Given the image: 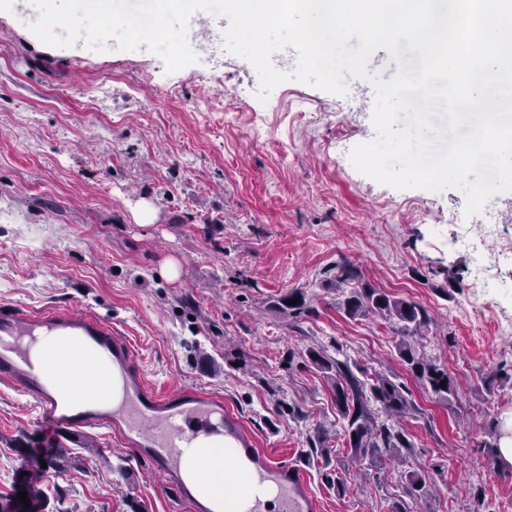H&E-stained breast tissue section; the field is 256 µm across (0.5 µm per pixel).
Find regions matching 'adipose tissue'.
<instances>
[{"instance_id": "1", "label": "adipose tissue", "mask_w": 512, "mask_h": 512, "mask_svg": "<svg viewBox=\"0 0 512 512\" xmlns=\"http://www.w3.org/2000/svg\"><path fill=\"white\" fill-rule=\"evenodd\" d=\"M43 359L54 385L71 401L90 404L101 396L120 394L119 379L111 368L64 337L47 341ZM183 478L213 512H240L242 502L254 492L246 467L217 439L204 440L193 451Z\"/></svg>"}]
</instances>
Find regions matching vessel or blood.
Instances as JSON below:
<instances>
[{
	"instance_id": "obj_1",
	"label": "vessel or blood",
	"mask_w": 512,
	"mask_h": 512,
	"mask_svg": "<svg viewBox=\"0 0 512 512\" xmlns=\"http://www.w3.org/2000/svg\"><path fill=\"white\" fill-rule=\"evenodd\" d=\"M49 336H74L122 381L119 403L67 406L56 396L34 349ZM130 341L91 313L69 309L32 312L20 307L0 310V381L13 384L38 402L45 419L67 431L107 427L128 447L137 449L178 490L196 442L222 436L225 447L244 459L257 487L245 512H318L304 471L284 466L260 448L255 436L222 401L192 387L161 391L150 385L135 365Z\"/></svg>"
}]
</instances>
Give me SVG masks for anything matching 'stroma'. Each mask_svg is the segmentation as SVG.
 Listing matches in <instances>:
<instances>
[{"label":"stroma","instance_id":"stroma-1","mask_svg":"<svg viewBox=\"0 0 512 512\" xmlns=\"http://www.w3.org/2000/svg\"><path fill=\"white\" fill-rule=\"evenodd\" d=\"M37 15L0 6V307L95 314L158 389L223 397L260 447L304 470L321 512H391L403 466L353 463L306 356L343 352L399 377L423 410L403 421L402 454L435 491L411 512H512V464L491 447L512 420V268L476 295L450 242L464 193L383 185L338 153V139L375 138L372 86L288 81L263 102L255 68L228 51L196 47L169 74L113 40L46 45ZM344 259L434 316L421 352L451 377L449 400L399 358L394 325L345 314L332 274ZM297 289L314 312L296 321L280 302ZM58 450L63 468L45 467ZM31 485L42 512H195L111 429H59L0 381V506Z\"/></svg>","mask_w":512,"mask_h":512}]
</instances>
